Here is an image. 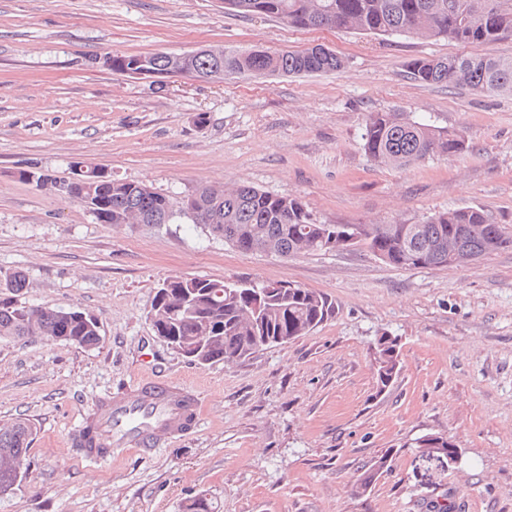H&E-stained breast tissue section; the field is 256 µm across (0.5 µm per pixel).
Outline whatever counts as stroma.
I'll use <instances>...</instances> for the list:
<instances>
[{
  "instance_id": "35a3bbf8",
  "label": "stroma",
  "mask_w": 512,
  "mask_h": 512,
  "mask_svg": "<svg viewBox=\"0 0 512 512\" xmlns=\"http://www.w3.org/2000/svg\"><path fill=\"white\" fill-rule=\"evenodd\" d=\"M300 51L337 72L204 82L115 73L109 54L211 45ZM512 57L491 45L300 29L224 0H0V281L19 271L28 306L94 316L87 349L0 340V421L29 419L32 474L0 512H181L203 492L218 512H512V247L463 267L395 269L365 246L283 260L244 254L178 219L100 223L82 202L19 179L75 164L178 200L204 186L297 197L321 224H410L479 206L512 232V94L424 85L407 60ZM402 112L465 136L454 156L381 167L367 113ZM290 282L331 297L335 318L229 365L188 361L153 329L164 279ZM400 343L378 389L371 348ZM161 375L193 387L198 429L149 456L84 461L73 442L92 405ZM449 438L454 461L412 442ZM388 465L356 485L379 457Z\"/></svg>"
}]
</instances>
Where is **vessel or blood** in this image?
<instances>
[{
	"instance_id": "1",
	"label": "vessel or blood",
	"mask_w": 512,
	"mask_h": 512,
	"mask_svg": "<svg viewBox=\"0 0 512 512\" xmlns=\"http://www.w3.org/2000/svg\"><path fill=\"white\" fill-rule=\"evenodd\" d=\"M97 406L92 445L83 451L95 461L124 451L151 454L161 442L197 428L202 416L192 388L160 377L127 384Z\"/></svg>"
}]
</instances>
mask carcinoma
<instances>
[{
	"mask_svg": "<svg viewBox=\"0 0 512 512\" xmlns=\"http://www.w3.org/2000/svg\"><path fill=\"white\" fill-rule=\"evenodd\" d=\"M244 15H265L296 28H331L380 35L450 39L492 44L512 38V0H224ZM165 71L168 54L112 55V70L137 74L140 59ZM344 67L336 54L314 46L303 51L224 49V73L234 77L334 72ZM410 78L423 84L467 86L479 93L512 94V59L491 54L414 58L405 63ZM465 148L464 136L409 119L402 112H371L363 149L379 166L405 167L431 156L448 157ZM97 167L83 178L92 192L76 195L89 206L105 205L111 224L152 225L185 218L242 253L291 258L366 246L398 269L448 266V247L477 259L512 246V235L478 206L438 212L416 224H318L298 198L254 187H202L174 202L135 182L98 179ZM328 297L288 283L247 285L202 278L171 277L152 303V321L164 326L171 344L199 364H231L276 344L304 336L335 314ZM48 337L82 348L100 343L98 323L78 310L20 305L0 297V340ZM377 383L388 386L400 371L398 338L387 333L373 346ZM32 427L22 419L0 425V497L27 478ZM417 448L448 452L449 439L426 434ZM183 512H217L204 493L189 497Z\"/></svg>",
	"mask_w": 512,
	"mask_h": 512,
	"instance_id": "cac0c4a2",
	"label": "carcinoma"
}]
</instances>
